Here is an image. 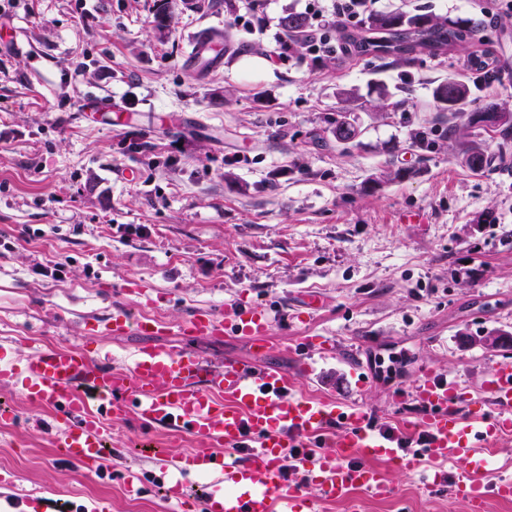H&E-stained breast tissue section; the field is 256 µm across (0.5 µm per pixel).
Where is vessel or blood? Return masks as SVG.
Instances as JSON below:
<instances>
[{
  "mask_svg": "<svg viewBox=\"0 0 512 512\" xmlns=\"http://www.w3.org/2000/svg\"><path fill=\"white\" fill-rule=\"evenodd\" d=\"M207 41V35L197 37L183 60L186 68L223 67V55L204 54ZM268 326L264 311L237 305L219 313H197L178 330L197 336L235 335L258 352L269 347ZM106 331L113 336L131 332L157 336L166 328L154 321L131 322L125 311L118 310ZM16 379L22 380L30 402L55 409L56 422L49 433L52 444L84 465L100 462L109 421L132 413L141 423L164 425L207 441V448L179 463L167 481L169 500L180 503L187 476L222 475L223 486L213 489L202 512H297L309 493L306 486L288 483L285 452L305 447L308 439L331 424L340 429L337 440L323 439L326 453L316 454L307 468L323 500L335 501L353 488L377 498L390 497L392 485L385 471L371 466L374 457L410 470L428 465L433 485L449 487L467 503L469 512H486L492 498L512 500V479L484 480L486 447L498 436L512 433L511 361L495 363L483 380L494 408L490 414L475 410L462 416L455 382L441 377L421 380L415 397L425 410L421 426L427 440L422 451L412 456L375 432L362 409L340 398L313 403L294 397L285 372L259 369L238 358L215 368L189 350L144 349L126 370L80 348H51L34 351L23 367L0 365V383ZM248 439L257 448L251 458L226 460L225 451L238 449ZM452 460L464 462L470 476L450 486L444 468Z\"/></svg>",
  "mask_w": 512,
  "mask_h": 512,
  "instance_id": "b4317fda",
  "label": "vessel or blood"
}]
</instances>
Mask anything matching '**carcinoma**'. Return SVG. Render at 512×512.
<instances>
[{
	"instance_id": "obj_1",
	"label": "carcinoma",
	"mask_w": 512,
	"mask_h": 512,
	"mask_svg": "<svg viewBox=\"0 0 512 512\" xmlns=\"http://www.w3.org/2000/svg\"><path fill=\"white\" fill-rule=\"evenodd\" d=\"M282 27L290 32L303 31L308 26L307 17L289 14L282 18ZM364 34L351 37L354 50L361 55L376 57L395 56L408 62L421 53L436 54L449 46L465 44L473 40L471 22L467 19L452 20L431 12L405 13L400 11L371 15L363 22ZM232 42L229 31H215L209 38L208 49L221 52ZM472 88L456 75L448 76L434 89V101L442 110L457 112L464 117L460 124L452 126L450 134L461 146L463 163L471 170L481 172L493 165V159L472 140L480 134L483 123L495 121L496 131L505 135L512 131V111L504 103L486 102L479 110L470 109ZM336 141L353 142L360 128L350 119V110L337 114L333 128Z\"/></svg>"
}]
</instances>
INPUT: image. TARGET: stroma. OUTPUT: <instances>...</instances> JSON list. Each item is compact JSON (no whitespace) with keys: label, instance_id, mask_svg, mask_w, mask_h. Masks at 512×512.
<instances>
[{"label":"stroma","instance_id":"1","mask_svg":"<svg viewBox=\"0 0 512 512\" xmlns=\"http://www.w3.org/2000/svg\"><path fill=\"white\" fill-rule=\"evenodd\" d=\"M409 11L470 19L503 74L476 91L512 105V12L498 0H410ZM241 0H0L24 47H0V357L79 347L128 367L145 346L192 350L213 365L241 358L288 375L293 395L337 394L419 453L409 426L425 376L455 381L464 408H488V368L512 361V155L475 173L449 134L434 88L475 44L405 63L326 55L314 69L277 58L235 18ZM230 27L221 70L183 64L196 34ZM266 61L245 71L241 60ZM391 96L380 99L377 84ZM354 92L361 134L332 130ZM97 96L112 112L88 103ZM398 172L388 181L384 172ZM61 263L59 276L39 270ZM263 309L270 348L237 336L181 335L200 311ZM168 326L161 336L97 328L115 309ZM0 497L32 512H170L166 468L201 447L188 434L113 420L90 469L48 440L55 411L0 386ZM388 500L360 490L314 512H468L416 472L388 465ZM139 472L141 495L124 489Z\"/></svg>","mask_w":512,"mask_h":512}]
</instances>
